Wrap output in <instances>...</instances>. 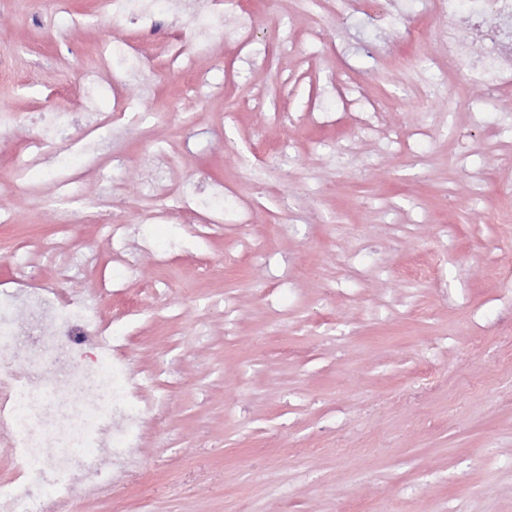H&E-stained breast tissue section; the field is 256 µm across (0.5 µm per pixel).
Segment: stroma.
<instances>
[{"label":"stroma","instance_id":"stroma-1","mask_svg":"<svg viewBox=\"0 0 512 512\" xmlns=\"http://www.w3.org/2000/svg\"><path fill=\"white\" fill-rule=\"evenodd\" d=\"M398 5L419 36L340 4L250 0L251 54L212 32L194 58L185 29L186 73L168 65L167 10L150 29L113 19L111 0H0V52L22 76L0 79V298L23 279L63 283L128 323L132 371L173 383L123 487L76 484L64 512H512V90L449 60L433 0ZM109 41L139 52L140 73L88 98L81 76ZM191 74L205 100L186 94ZM355 85L379 105L369 139L340 101ZM123 96L143 122L97 129L103 159L70 183L73 206L54 204L42 167L16 180L33 113L104 117ZM415 128L427 137L397 143ZM152 146L174 183L206 170L249 221L200 210L204 248L138 255L115 296L101 288L109 230L77 203L119 183L115 218L168 248L175 201L137 189ZM312 208L322 223H305ZM412 259L431 274L402 275ZM425 369L439 379L422 390Z\"/></svg>","mask_w":512,"mask_h":512}]
</instances>
